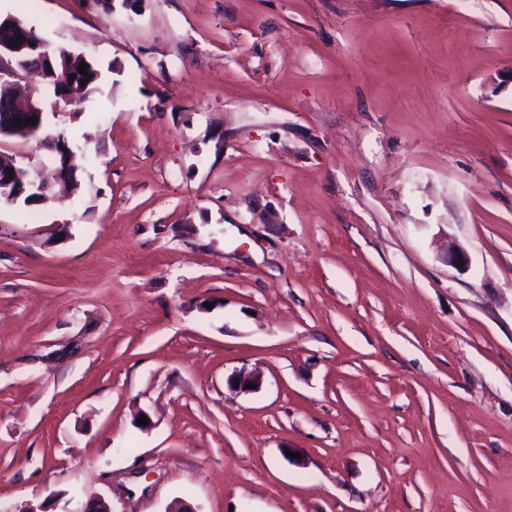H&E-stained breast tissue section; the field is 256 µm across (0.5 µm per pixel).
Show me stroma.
Instances as JSON below:
<instances>
[{
	"label": "stroma",
	"instance_id": "35a3bbf8",
	"mask_svg": "<svg viewBox=\"0 0 512 512\" xmlns=\"http://www.w3.org/2000/svg\"><path fill=\"white\" fill-rule=\"evenodd\" d=\"M7 13L102 78L0 202V512H512V0ZM13 165V175H9V171H4L3 168H0L1 193H4V191H2V187H11L15 183L22 185V189L24 190L26 181H29V183L36 187L38 192L43 194L48 201L50 200L49 192L51 193L52 183L60 181L57 177V169L47 167L44 164H41L38 168L17 166L14 162Z\"/></svg>",
	"mask_w": 512,
	"mask_h": 512
}]
</instances>
